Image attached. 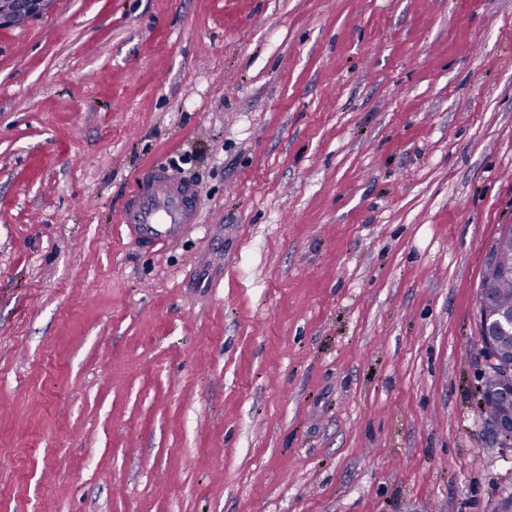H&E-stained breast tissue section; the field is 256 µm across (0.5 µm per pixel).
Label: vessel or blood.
I'll list each match as a JSON object with an SVG mask.
<instances>
[{
    "label": "vessel or blood",
    "mask_w": 512,
    "mask_h": 512,
    "mask_svg": "<svg viewBox=\"0 0 512 512\" xmlns=\"http://www.w3.org/2000/svg\"><path fill=\"white\" fill-rule=\"evenodd\" d=\"M197 193L162 165L142 173L120 222L136 244L154 248L174 242L199 222Z\"/></svg>",
    "instance_id": "obj_1"
}]
</instances>
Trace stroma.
Here are the masks:
<instances>
[{
    "label": "stroma",
    "mask_w": 512,
    "mask_h": 512,
    "mask_svg": "<svg viewBox=\"0 0 512 512\" xmlns=\"http://www.w3.org/2000/svg\"><path fill=\"white\" fill-rule=\"evenodd\" d=\"M184 158L201 223H119ZM512 0H55L0 28V512H506L476 298Z\"/></svg>",
    "instance_id": "35a3bbf8"
}]
</instances>
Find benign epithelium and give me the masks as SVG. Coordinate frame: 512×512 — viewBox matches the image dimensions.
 I'll use <instances>...</instances> for the list:
<instances>
[{
    "label": "benign epithelium",
    "instance_id": "obj_1",
    "mask_svg": "<svg viewBox=\"0 0 512 512\" xmlns=\"http://www.w3.org/2000/svg\"><path fill=\"white\" fill-rule=\"evenodd\" d=\"M54 0H0V28L39 17L52 9ZM512 340V308L491 317H482L480 355L484 372H496L503 378L496 391L498 413L485 421V430L497 444L512 438V357L500 351L503 340Z\"/></svg>",
    "mask_w": 512,
    "mask_h": 512
}]
</instances>
